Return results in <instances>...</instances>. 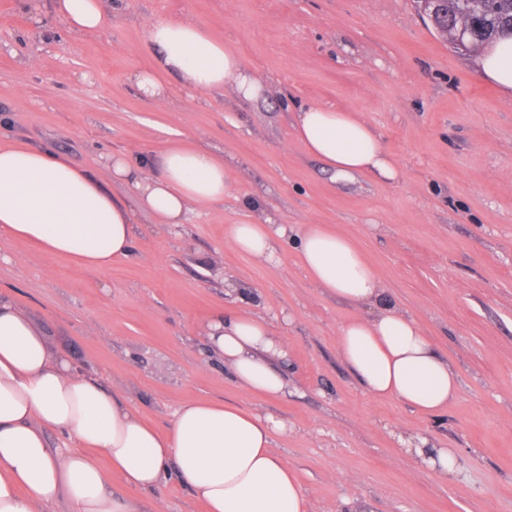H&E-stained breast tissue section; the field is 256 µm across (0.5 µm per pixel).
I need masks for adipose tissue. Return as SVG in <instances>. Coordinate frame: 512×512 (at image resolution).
<instances>
[{
	"instance_id": "ef3b65f1",
	"label": "adipose tissue",
	"mask_w": 512,
	"mask_h": 512,
	"mask_svg": "<svg viewBox=\"0 0 512 512\" xmlns=\"http://www.w3.org/2000/svg\"><path fill=\"white\" fill-rule=\"evenodd\" d=\"M55 9L76 34L98 29L107 16L104 0H56ZM148 39L152 65L134 76L146 97L171 98L170 76L201 93L231 84L252 99L263 90L261 79L198 22L156 20ZM480 66L485 80L512 94V38L482 48ZM296 130L309 153L339 175L399 176L378 135L355 113L308 105L296 115ZM110 164L115 177L135 187L140 208L161 224L184 223L195 209L224 199V159L198 147H171L148 167L125 155L112 156ZM133 222L111 193L59 153L0 140V237L105 269L131 254ZM287 234V227L266 218L228 225L224 236L237 251L271 261ZM299 250L318 287L380 308L338 332L340 355L365 392L424 413L444 410L457 391L456 372L413 318L384 302L357 244L309 224ZM207 343L249 391L287 394L272 364L287 356V347L263 318L216 313ZM286 428L284 421L236 405L196 401L181 404L170 430L160 433L96 379L77 372L26 313L0 297V512H46L61 499L68 512H143L145 498L172 476L207 512H308L296 471L272 449L274 433ZM51 432L62 447H50ZM101 456L108 468L99 466ZM116 480L124 493L113 491Z\"/></svg>"
}]
</instances>
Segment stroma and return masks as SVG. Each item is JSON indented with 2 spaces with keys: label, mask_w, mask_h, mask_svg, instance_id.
Wrapping results in <instances>:
<instances>
[{
  "label": "stroma",
  "mask_w": 512,
  "mask_h": 512,
  "mask_svg": "<svg viewBox=\"0 0 512 512\" xmlns=\"http://www.w3.org/2000/svg\"><path fill=\"white\" fill-rule=\"evenodd\" d=\"M105 27L73 34L54 0H0V138L47 145L133 211L134 253L107 269L0 237V295L74 367L168 432L191 401L283 420L273 449L309 512H512V96L480 77L413 0H106ZM189 18L259 75L265 93L179 89L144 97L149 25ZM304 104L355 113L397 162L396 181L338 177L298 140ZM192 144L224 158V201L157 223L103 158ZM288 227L276 260L226 243L224 227ZM323 224L359 245L389 298L459 374L448 408L374 399L343 362L339 327L361 315L318 288L297 238ZM218 310L267 320L288 344V394L245 391L208 355ZM455 454L446 478L403 444ZM147 512H206L168 479Z\"/></svg>",
  "instance_id": "obj_1"
}]
</instances>
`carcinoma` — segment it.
<instances>
[{
	"mask_svg": "<svg viewBox=\"0 0 512 512\" xmlns=\"http://www.w3.org/2000/svg\"><path fill=\"white\" fill-rule=\"evenodd\" d=\"M437 14L439 24L457 27L463 21L472 25V33L463 37L465 49L476 50L483 43L509 33L512 29V0H444Z\"/></svg>",
	"mask_w": 512,
	"mask_h": 512,
	"instance_id": "1",
	"label": "carcinoma"
}]
</instances>
